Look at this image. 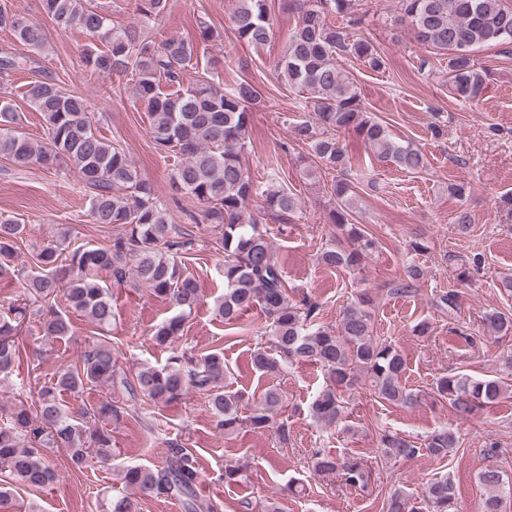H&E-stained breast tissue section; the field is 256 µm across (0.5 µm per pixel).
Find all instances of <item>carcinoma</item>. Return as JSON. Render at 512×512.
Returning <instances> with one entry per match:
<instances>
[{
    "mask_svg": "<svg viewBox=\"0 0 512 512\" xmlns=\"http://www.w3.org/2000/svg\"><path fill=\"white\" fill-rule=\"evenodd\" d=\"M397 21L407 27L424 48L448 57V84L457 99L474 102L484 91L488 70L476 66L473 52L497 47L512 54V7L502 0H398ZM142 27L166 12L168 0H136ZM356 0H288L296 11L295 28L276 64L278 76L290 87L313 99V115L292 125V137L310 147L318 168L336 176L331 196L336 204L332 223L340 235L321 252V263L334 269H357L376 245L373 237L349 223L353 201L352 182L345 178L350 161L341 134L355 132L372 152L398 169L418 174L426 170V156L412 143L397 142L387 127L368 115L360 104L352 80L340 59L352 56L372 69L385 66L373 42L361 33L364 18ZM44 13L61 31L78 28L98 40L86 48L85 71L95 75L135 78L133 96L150 119L149 134L156 148L180 157L173 181L177 190L201 206L202 223L218 233L215 243L224 252L221 273L224 296L215 311L227 325L237 323L251 307H260L273 351L256 348L251 355L254 370L275 377L296 363L319 365L326 382L310 404L311 416L332 425L342 420L346 406L343 391L365 379L375 396L397 407H412L419 394L404 380L406 362L392 344L374 335V297L365 290L342 312L337 326L307 325L315 305L292 303L282 271L275 262L267 229L258 215L246 212L254 197H262V209L292 215L298 198L286 189H260L245 163L249 141V105L258 91L248 81L229 90L205 74L184 81V71L197 46L177 35L160 41H143L129 28L112 26L108 5L102 0H42ZM339 15L346 25L328 21ZM237 38L254 46L266 44L273 35V18L267 0H239L233 14ZM0 29L11 32L33 54L47 49L42 25L0 4ZM35 62L30 56L0 57V77L5 78ZM176 86L162 92L161 83ZM30 108L40 113L45 128L41 144L19 129L20 117L9 101L0 97V158L16 167L39 165L45 169L67 168L78 173L89 195V217L101 227L116 229L106 245L87 244L66 252L46 246L33 256L32 266L22 272L13 265L16 244L25 225L0 224V278L15 277L21 298L0 314V377L19 367V335L37 330L45 339L74 334L70 314L87 317L106 331L116 316L112 287L143 286L168 301L177 314L154 327L153 339L169 349L163 364H142L128 375L118 367L108 337L89 344L80 361L62 364L43 381L37 399L15 403L0 414V512H12L14 487L49 490L59 474L43 455V449L65 453L71 465L109 466L112 434L107 426L125 413L129 399L142 397L171 404L189 390L203 396L218 429L229 435L242 426L254 432H274L288 443V422L281 418L282 395L276 384L267 386L251 407L241 413L243 395L228 390L231 372L218 351L190 356L177 342L184 322L202 301L196 279L186 274L179 254L191 250L194 239L173 224L167 208L157 199L154 185L142 177L125 150L103 137L92 121L86 98L66 90L51 73L42 72L25 91ZM407 279L392 284L387 295L411 292L421 269L407 267ZM61 299L64 308L45 313L37 307ZM487 329L501 336L512 334V313L491 311ZM107 389L95 406L73 412L63 403L65 393L77 394L86 385ZM433 393L448 401L460 420L505 398L509 387L497 377H478L463 371L436 379ZM459 436L441 427L427 438L426 451L442 460L457 448ZM379 447L389 459L415 455L418 448L397 433L380 437ZM314 470L322 475L339 472L347 485L362 490L370 482V468L362 460H340L320 451ZM132 496L112 498V512H137V500L169 497L181 502L185 512H218V505L197 493L200 473L195 458L177 448L159 466H128L119 472ZM479 481L489 491L482 512H502L503 500L512 498V483L503 473L486 468ZM386 512H456L455 484L449 475L432 480L418 496L402 489L387 499Z\"/></svg>",
    "mask_w": 512,
    "mask_h": 512,
    "instance_id": "obj_1",
    "label": "carcinoma"
}]
</instances>
